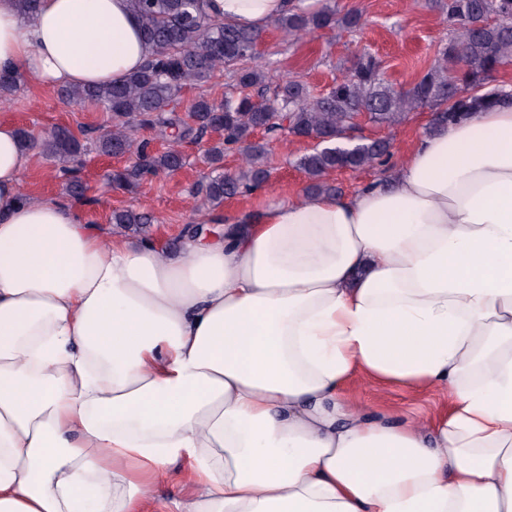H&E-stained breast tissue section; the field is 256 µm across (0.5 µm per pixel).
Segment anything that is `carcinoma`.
Masks as SVG:
<instances>
[{
    "label": "carcinoma",
    "instance_id": "carcinoma-1",
    "mask_svg": "<svg viewBox=\"0 0 512 512\" xmlns=\"http://www.w3.org/2000/svg\"><path fill=\"white\" fill-rule=\"evenodd\" d=\"M144 38L154 49L153 57L139 71L120 83L66 87L61 98L81 105L94 104L111 113L110 125L98 129L89 141L63 131L52 132L35 142L26 129L21 138L27 148L38 147L70 175L66 190L73 198L84 197L85 187L74 164L87 151L107 156H133V161L108 175L115 189L135 191L144 181L171 176L187 164L179 143L196 140L209 130L220 129L223 137L208 148L211 172L193 187V194L216 208L230 198L265 185L268 179V148L253 141L255 132L294 137L327 135L330 142L299 160L308 178L309 193L338 194L326 181L329 173L356 170L391 157L389 142L369 140L351 147L336 144L352 125L358 112L382 126L405 119L418 108L435 112L436 123L451 122L469 112L512 105V93L492 89L479 93L506 63L512 62V0H438L447 10L448 42L438 59L410 88L397 89L382 76L380 61L366 52L356 58L348 75L325 93L315 94L305 84L281 80L241 66L257 44L258 33L224 24L205 11V0H130ZM288 32L315 34L326 29L355 31L364 25L363 14L341 12L336 0H325L313 12H291L277 19ZM225 69L239 90L236 97L216 102L207 97L189 106L193 124H187L168 104L188 84L208 81ZM273 96H267L268 91ZM149 128L169 146L153 150L136 133ZM237 151L244 159L234 174L224 173V153ZM112 223L140 229L153 223V216L133 208L112 212Z\"/></svg>",
    "mask_w": 512,
    "mask_h": 512
}]
</instances>
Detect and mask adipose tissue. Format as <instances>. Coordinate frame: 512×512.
<instances>
[{
    "mask_svg": "<svg viewBox=\"0 0 512 512\" xmlns=\"http://www.w3.org/2000/svg\"><path fill=\"white\" fill-rule=\"evenodd\" d=\"M319 0H207L259 31ZM152 53L129 0H0V74L117 83ZM0 122V512H512V106L434 127L392 176L227 221L102 236L33 200ZM357 379L442 388L368 415ZM190 466L185 461H179L172 469L167 479L154 484L150 497L143 504V512H156L159 502L183 498L192 479Z\"/></svg>",
    "mask_w": 512,
    "mask_h": 512,
    "instance_id": "obj_1",
    "label": "adipose tissue"
}]
</instances>
